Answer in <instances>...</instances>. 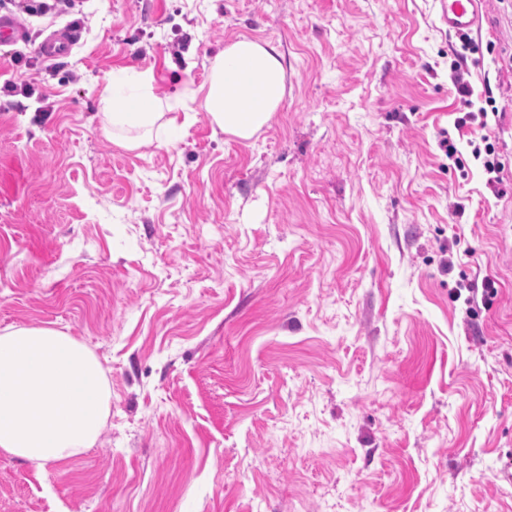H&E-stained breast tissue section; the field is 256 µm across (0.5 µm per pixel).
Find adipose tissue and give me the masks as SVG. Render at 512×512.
Instances as JSON below:
<instances>
[{"instance_id": "adipose-tissue-1", "label": "adipose tissue", "mask_w": 512, "mask_h": 512, "mask_svg": "<svg viewBox=\"0 0 512 512\" xmlns=\"http://www.w3.org/2000/svg\"><path fill=\"white\" fill-rule=\"evenodd\" d=\"M285 78L275 45L237 40L215 59L203 107L224 133L251 138L277 111ZM136 81L137 111L113 93V124L139 128L159 119L151 76L140 73ZM255 96L260 105L243 111ZM110 399L102 364L86 344L52 327L0 330V452L40 466L86 453L107 420Z\"/></svg>"}]
</instances>
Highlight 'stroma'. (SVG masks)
<instances>
[{
    "label": "stroma",
    "mask_w": 512,
    "mask_h": 512,
    "mask_svg": "<svg viewBox=\"0 0 512 512\" xmlns=\"http://www.w3.org/2000/svg\"><path fill=\"white\" fill-rule=\"evenodd\" d=\"M23 7L0 0L27 28L0 83L33 87L0 93V330L85 343L111 399L81 456L0 452V512H512V0L468 53L437 0ZM242 37L286 70L247 140L200 93ZM459 56L497 110L491 186ZM143 71L178 127L130 149L104 99ZM75 32L72 28H62L52 32L38 46L39 54L45 59H54L67 54L74 45Z\"/></svg>",
    "instance_id": "35a3bbf8"
}]
</instances>
